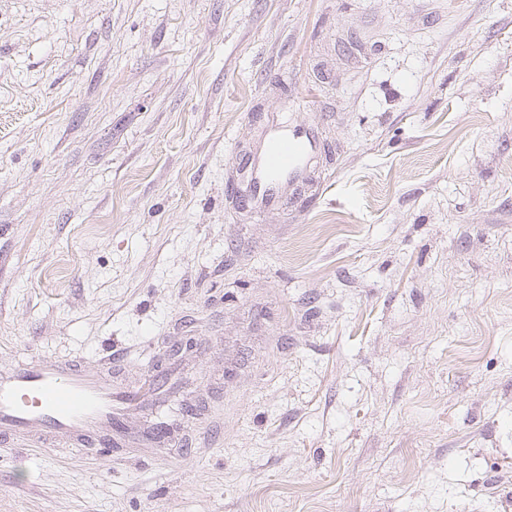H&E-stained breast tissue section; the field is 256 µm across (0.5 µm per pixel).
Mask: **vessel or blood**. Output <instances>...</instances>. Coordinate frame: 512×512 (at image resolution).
<instances>
[{
    "label": "vessel or blood",
    "mask_w": 512,
    "mask_h": 512,
    "mask_svg": "<svg viewBox=\"0 0 512 512\" xmlns=\"http://www.w3.org/2000/svg\"><path fill=\"white\" fill-rule=\"evenodd\" d=\"M317 149L308 128L275 121L242 164L249 208L281 202L301 182ZM141 401L137 391L114 388L105 373L85 374L73 365L34 360L0 373V432L36 425L45 433L96 436L102 426L124 432V416Z\"/></svg>",
    "instance_id": "1"
}]
</instances>
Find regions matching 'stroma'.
<instances>
[{
  "mask_svg": "<svg viewBox=\"0 0 512 512\" xmlns=\"http://www.w3.org/2000/svg\"><path fill=\"white\" fill-rule=\"evenodd\" d=\"M274 119L320 148L245 212ZM37 359L169 384L112 445L0 434V512H512V0H0V371Z\"/></svg>",
  "mask_w": 512,
  "mask_h": 512,
  "instance_id": "35a3bbf8",
  "label": "stroma"
}]
</instances>
